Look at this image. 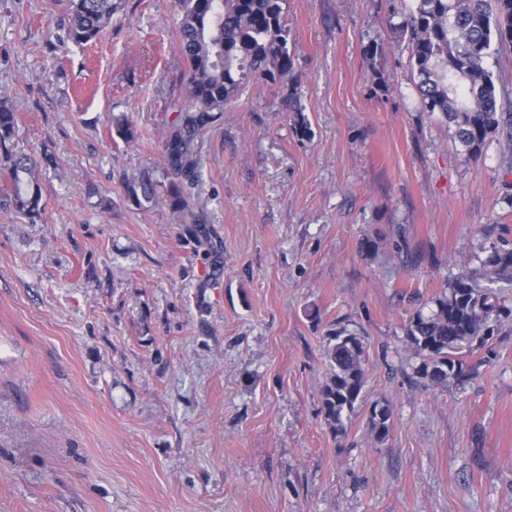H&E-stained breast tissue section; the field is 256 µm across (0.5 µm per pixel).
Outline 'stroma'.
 Returning a JSON list of instances; mask_svg holds the SVG:
<instances>
[{
  "instance_id": "1",
  "label": "stroma",
  "mask_w": 512,
  "mask_h": 512,
  "mask_svg": "<svg viewBox=\"0 0 512 512\" xmlns=\"http://www.w3.org/2000/svg\"><path fill=\"white\" fill-rule=\"evenodd\" d=\"M68 5L0 0V94L45 203L33 223L0 207V512H512V335L443 390L405 344L512 242L497 140L466 159L386 25L412 0H287L309 131L287 82H251L198 140L184 220L128 191L163 178L175 0H123L84 49ZM339 329L367 360L342 437L321 414ZM392 410L387 402H377L371 409L368 426L375 438L384 441L391 430Z\"/></svg>"
}]
</instances>
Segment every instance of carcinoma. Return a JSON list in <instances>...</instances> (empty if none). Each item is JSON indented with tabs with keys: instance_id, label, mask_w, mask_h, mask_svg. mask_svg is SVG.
<instances>
[{
	"instance_id": "cac0c4a2",
	"label": "carcinoma",
	"mask_w": 512,
	"mask_h": 512,
	"mask_svg": "<svg viewBox=\"0 0 512 512\" xmlns=\"http://www.w3.org/2000/svg\"><path fill=\"white\" fill-rule=\"evenodd\" d=\"M286 0H177L179 51L187 73L177 117L165 142L163 194L150 182L131 183L129 192L148 201L161 199L186 215L185 187L200 180L199 136L252 80L289 77L286 102L300 136L308 124L298 107L291 30ZM407 11H392L389 28L407 41L417 72L416 87L428 112H438L454 128V139L469 159L478 158L496 139L512 155V100L488 66L500 49L512 46V0H413ZM121 9V0H69L67 39L84 47L98 39ZM0 157L11 189L5 205L35 221L44 212L41 166L19 147L18 121L8 99L0 97ZM479 267L448 281L428 313H415L405 325V341L419 359L415 373L433 388L464 385L479 374L484 360L473 355L490 348L502 326L512 322L503 289L512 288V247L492 245ZM329 377L322 390L321 413L334 436L347 431L346 420L362 398L366 383L363 342L343 330L330 337ZM386 402L371 409L368 426L384 441L391 430Z\"/></svg>"
}]
</instances>
